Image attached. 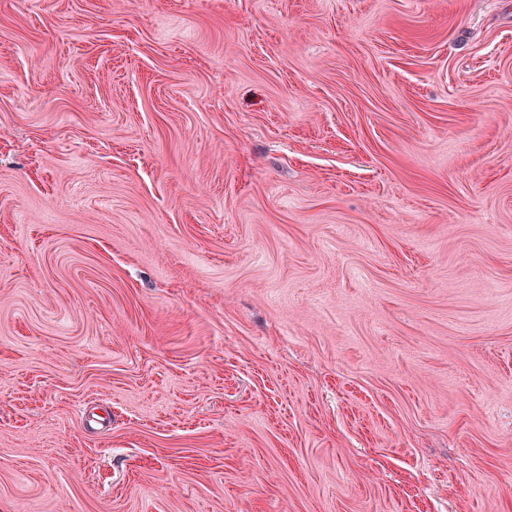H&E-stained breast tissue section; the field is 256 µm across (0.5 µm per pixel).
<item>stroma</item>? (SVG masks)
Masks as SVG:
<instances>
[{
  "instance_id": "1",
  "label": "stroma",
  "mask_w": 512,
  "mask_h": 512,
  "mask_svg": "<svg viewBox=\"0 0 512 512\" xmlns=\"http://www.w3.org/2000/svg\"><path fill=\"white\" fill-rule=\"evenodd\" d=\"M0 512H512V0H0Z\"/></svg>"
}]
</instances>
